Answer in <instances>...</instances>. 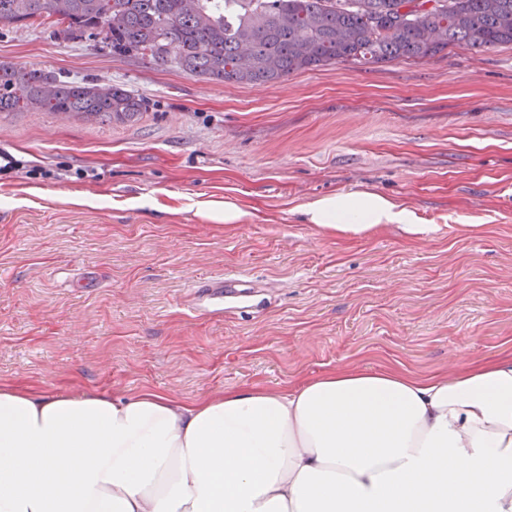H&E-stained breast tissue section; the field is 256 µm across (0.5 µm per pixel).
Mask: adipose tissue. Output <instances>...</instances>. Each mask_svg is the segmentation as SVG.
Segmentation results:
<instances>
[{
	"mask_svg": "<svg viewBox=\"0 0 512 512\" xmlns=\"http://www.w3.org/2000/svg\"><path fill=\"white\" fill-rule=\"evenodd\" d=\"M299 213L343 240L436 230L371 191ZM0 512H512V353L430 375L346 364L191 400L0 384Z\"/></svg>",
	"mask_w": 512,
	"mask_h": 512,
	"instance_id": "obj_1",
	"label": "adipose tissue"
}]
</instances>
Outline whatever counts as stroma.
<instances>
[{"instance_id":"obj_1","label":"stroma","mask_w":512,"mask_h":512,"mask_svg":"<svg viewBox=\"0 0 512 512\" xmlns=\"http://www.w3.org/2000/svg\"><path fill=\"white\" fill-rule=\"evenodd\" d=\"M120 86L128 122L0 112V382L191 399L349 363L422 375L512 352V45L220 82L51 21L0 62ZM376 191L438 225L349 242L299 206ZM254 212L228 226L225 201ZM249 281V306L204 288Z\"/></svg>"}]
</instances>
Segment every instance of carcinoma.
Wrapping results in <instances>:
<instances>
[{
    "label": "carcinoma",
    "instance_id": "carcinoma-1",
    "mask_svg": "<svg viewBox=\"0 0 512 512\" xmlns=\"http://www.w3.org/2000/svg\"><path fill=\"white\" fill-rule=\"evenodd\" d=\"M0 0V25L54 18L71 34L99 31L115 55L149 58L211 80L251 84L332 62L431 57L465 43L512 44V0ZM246 43L253 65H239ZM0 63V112L46 109L129 120L144 101L113 86Z\"/></svg>",
    "mask_w": 512,
    "mask_h": 512
}]
</instances>
